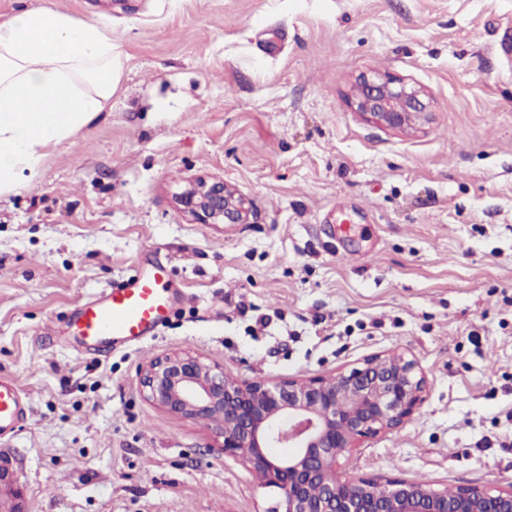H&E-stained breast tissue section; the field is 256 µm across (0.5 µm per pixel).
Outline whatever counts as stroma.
Masks as SVG:
<instances>
[{
  "mask_svg": "<svg viewBox=\"0 0 512 512\" xmlns=\"http://www.w3.org/2000/svg\"><path fill=\"white\" fill-rule=\"evenodd\" d=\"M39 7L99 24L119 81L0 195V374L29 402L0 456L26 512L274 506L209 422L145 399L141 369L183 350L272 381L413 355L422 405L348 468L512 486V0H0V20ZM365 76L422 89L428 121L366 120ZM199 178L249 223L188 213ZM155 263L176 293L158 338L89 356L64 337Z\"/></svg>",
  "mask_w": 512,
  "mask_h": 512,
  "instance_id": "1",
  "label": "stroma"
}]
</instances>
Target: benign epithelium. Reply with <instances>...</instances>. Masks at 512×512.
I'll list each match as a JSON object with an SVG mask.
<instances>
[{"instance_id":"benign-epithelium-1","label":"benign epithelium","mask_w":512,"mask_h":512,"mask_svg":"<svg viewBox=\"0 0 512 512\" xmlns=\"http://www.w3.org/2000/svg\"><path fill=\"white\" fill-rule=\"evenodd\" d=\"M354 106L366 119L409 129L427 112L423 91L400 80L364 78ZM182 205L208 224H246V200L221 180H199ZM145 397L181 418L213 423L216 447L238 462L259 488L272 489L268 512H512V485L491 493L411 479L378 482L340 470V459L363 438L399 427L424 401L426 377L402 352L367 358L361 367L323 377L267 381L228 373L189 352L156 358L142 368ZM273 448H287L283 456ZM12 491L11 512H25L9 469L0 488Z\"/></svg>"}]
</instances>
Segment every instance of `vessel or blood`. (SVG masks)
Here are the masks:
<instances>
[{
	"label": "vessel or blood",
	"instance_id": "1",
	"mask_svg": "<svg viewBox=\"0 0 512 512\" xmlns=\"http://www.w3.org/2000/svg\"><path fill=\"white\" fill-rule=\"evenodd\" d=\"M170 273L158 267L134 272L95 301L72 314V339L89 349L103 343L139 346L154 338L174 308ZM27 409V395L10 377L0 376V439L14 434Z\"/></svg>",
	"mask_w": 512,
	"mask_h": 512
}]
</instances>
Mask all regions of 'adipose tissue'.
I'll list each match as a JSON object with an SVG mask.
<instances>
[{"instance_id": "adipose-tissue-1", "label": "adipose tissue", "mask_w": 512, "mask_h": 512, "mask_svg": "<svg viewBox=\"0 0 512 512\" xmlns=\"http://www.w3.org/2000/svg\"><path fill=\"white\" fill-rule=\"evenodd\" d=\"M112 39L59 10L0 21V193L30 183L49 151L108 107L116 88Z\"/></svg>"}]
</instances>
